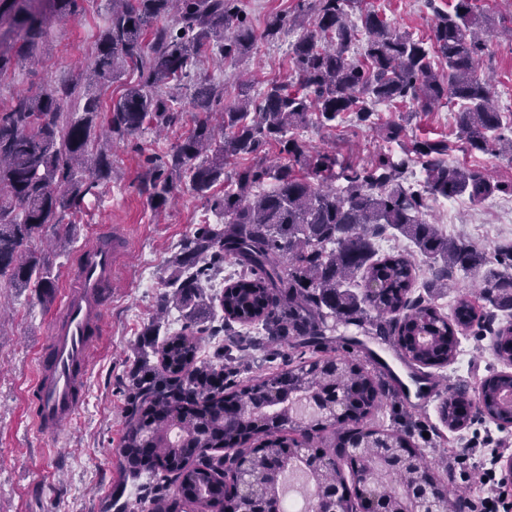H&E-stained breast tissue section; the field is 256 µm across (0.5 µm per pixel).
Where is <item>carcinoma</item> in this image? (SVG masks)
<instances>
[{"mask_svg": "<svg viewBox=\"0 0 512 512\" xmlns=\"http://www.w3.org/2000/svg\"><path fill=\"white\" fill-rule=\"evenodd\" d=\"M356 0H300L296 14H274L256 35L240 0H107L108 22L87 67L72 81L52 84L36 95H18L0 112V279L15 288H35L54 299V283L28 243L47 231L61 235L64 219L80 210L112 172V144L133 139L152 124L176 123L184 103L203 114L166 158L147 172L150 202L161 208L174 190L173 178L186 176L192 190L207 196L224 179V167L243 155L277 144L290 163L253 164L234 173L224 196L211 200L221 221L199 224L174 259L171 291L161 303L183 304L224 272L217 300L222 327L262 326L266 341L309 348L314 356L240 378L231 358L198 360L197 335L206 304L184 314L180 330L159 347L161 367L132 373L127 388L122 472L155 481L148 512H224L225 499L240 494L237 460L246 457L253 485L262 497L280 493V476L270 462L296 463L288 449L327 428L336 443L306 461L316 484L330 490L349 479L362 491L380 495L389 512H404V493L432 464L418 452L407 431L371 424L382 399L391 393L381 377L363 364L336 355L326 332L339 322L368 321L379 334L396 337L400 357L410 367H442L455 357L457 334L481 330L484 313L469 293H460L451 314L433 295L415 300L418 288L447 284L448 272L482 273L481 299L512 310V243L492 257L461 239L449 237L426 219L429 200L464 193L484 201L511 194V185L492 183L477 172L448 163V141L416 140L404 156L380 153L368 165L354 166L334 150L309 153L289 130L311 116L325 126L344 114L370 121L377 103L410 104L428 110L442 100L461 102L457 126L467 148L500 152L504 116L478 62L490 31L476 0H452L450 10L435 6L427 37L401 32L378 11L350 20ZM81 0H0V76L19 62L33 60L45 36V15L75 18ZM299 31L292 44V82L271 80L257 97L244 88L224 104V83L201 72L203 57L237 61L256 46ZM363 42L359 55L352 48ZM130 70L138 79L102 111L100 89ZM418 165L424 179L405 183ZM345 185L338 188L335 182ZM270 188L255 194L266 183ZM408 239L416 252L378 255L375 239L386 231ZM428 264L419 278L415 256ZM493 351L512 362V322L496 333ZM358 395L353 414L336 415V390ZM512 375L497 374L480 384L477 399L457 393L442 400L448 429L464 428L473 415L458 408L477 406L499 427L512 426ZM178 429L176 438L170 432ZM345 444L372 458L377 448L413 452L415 464L392 476L349 468L344 475L339 451ZM439 512H459L447 483ZM177 486L171 497L169 486Z\"/></svg>", "mask_w": 512, "mask_h": 512, "instance_id": "obj_1", "label": "carcinoma"}]
</instances>
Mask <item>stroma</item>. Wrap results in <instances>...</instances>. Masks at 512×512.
I'll return each mask as SVG.
<instances>
[{"mask_svg":"<svg viewBox=\"0 0 512 512\" xmlns=\"http://www.w3.org/2000/svg\"><path fill=\"white\" fill-rule=\"evenodd\" d=\"M449 0H364L398 30L422 37L429 35L434 8H447ZM78 18L62 21L47 17L48 36L40 48L39 65L16 64L0 78V106L9 105L19 94L35 95L45 86L67 80L89 62L97 33L107 15L105 0H86ZM290 38L275 43L258 42L246 58L231 63L217 59L205 64L208 74L224 82V101L233 103L240 82L251 83L259 94L270 78L291 71ZM479 67L490 76L500 109L512 112V41L492 38ZM455 104H439L422 112L409 105L381 103L372 125L363 126L353 116L337 119L330 127L317 122L295 130L294 136L310 151L336 147L355 165L370 162L378 153L401 155L400 145L386 142L383 128L399 122L406 141L446 140L448 160L479 171L492 181L512 184V157L497 152H469L458 137ZM196 114L184 107L174 127L145 130L134 143L112 148V174L97 195L86 197L81 212L63 243L51 235L33 239L30 248L45 257L56 289H63L69 268L79 251L99 233L122 225L129 252L121 260L119 279L105 325L106 334L89 362V375L77 416L56 437L38 435L30 422L33 401L30 385L47 327L58 303H46L32 288H14L0 281V512H115L121 503L126 512H147L143 490L126 481L120 468V445L124 433L126 388L132 371L142 363L157 365L155 353L162 339L156 325L180 320L184 310L177 305L160 308L165 281L172 275L171 260L181 240L197 225L216 223L210 197L224 194L223 184L212 187L209 197L197 195L188 181H181L163 215H155L146 190V159L163 156L192 129ZM428 217L448 235L470 241L485 251L512 242V217L497 213L490 203L476 204L468 197L430 201ZM153 265V283L145 285L144 260ZM505 311L485 316L482 335L468 337L470 360L464 376H451L447 368H432L439 389L423 405L404 399H386L377 422L386 429L410 428L413 441L427 459L447 472L454 487H462L460 473L448 472L449 453L460 448L461 438L484 433L497 448L512 449V426L501 429L486 418H476L456 433L440 420L439 406L445 391L475 394L482 381L508 367L493 353L496 331L506 323ZM339 355L355 359L372 372L389 366L393 374L404 367L391 337L377 333L367 323H340L330 332ZM230 351L242 377L266 371L270 349L254 348L242 336H203L199 358L211 359L219 351Z\"/></svg>","mask_w":512,"mask_h":512,"instance_id":"obj_1","label":"stroma"}]
</instances>
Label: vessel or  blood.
<instances>
[{
    "instance_id": "obj_1",
    "label": "vessel or blood",
    "mask_w": 512,
    "mask_h": 512,
    "mask_svg": "<svg viewBox=\"0 0 512 512\" xmlns=\"http://www.w3.org/2000/svg\"><path fill=\"white\" fill-rule=\"evenodd\" d=\"M129 246L113 229L111 238L85 246L64 289L59 314L48 327L47 348L31 384V423L44 436L59 434L73 419L84 393L88 356L105 323L117 261Z\"/></svg>"
}]
</instances>
